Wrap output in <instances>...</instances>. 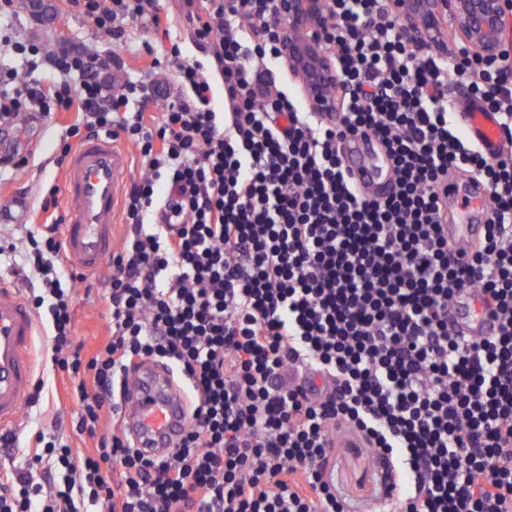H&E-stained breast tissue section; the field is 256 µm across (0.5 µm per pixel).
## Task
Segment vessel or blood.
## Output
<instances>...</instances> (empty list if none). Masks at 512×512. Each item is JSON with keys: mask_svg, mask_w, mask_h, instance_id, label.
Returning <instances> with one entry per match:
<instances>
[{"mask_svg": "<svg viewBox=\"0 0 512 512\" xmlns=\"http://www.w3.org/2000/svg\"><path fill=\"white\" fill-rule=\"evenodd\" d=\"M468 136L484 150L497 152L502 131L496 119L478 109L463 113ZM345 161L355 183L367 194L386 192L393 181L390 161L374 142L352 136L344 145ZM130 171L128 149L113 138L84 141L71 155L63 175L68 201L63 237L68 263L91 275L101 270L115 247L122 189ZM479 225L448 227V237L468 251ZM453 320L468 337H488L497 323L477 297L460 298ZM38 319L15 288L0 276V427L15 425L35 383ZM189 410V395L171 367L144 363L129 381L122 420L135 446L158 455L171 447Z\"/></svg>", "mask_w": 512, "mask_h": 512, "instance_id": "vessel-or-blood-1", "label": "vessel or blood"}]
</instances>
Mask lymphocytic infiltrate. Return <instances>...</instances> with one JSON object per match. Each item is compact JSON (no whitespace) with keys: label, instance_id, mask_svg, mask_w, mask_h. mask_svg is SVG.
Returning a JSON list of instances; mask_svg holds the SVG:
<instances>
[{"label":"lymphocytic infiltrate","instance_id":"f902f5d3","mask_svg":"<svg viewBox=\"0 0 512 512\" xmlns=\"http://www.w3.org/2000/svg\"><path fill=\"white\" fill-rule=\"evenodd\" d=\"M113 44L128 25L169 35L185 22L208 62L171 44L180 93L114 83L97 55L17 42L55 72L18 82L0 66V123L76 118L58 166L85 138L131 145L143 174L126 190L111 260V336L74 347L76 276L59 232V188L21 252L42 279L32 299L80 407L78 431L120 415L124 380L145 361L174 368L193 406L161 457L120 424L95 452L36 432L22 467L0 469V512H348L328 478L334 438L354 432L385 471L388 512H512V53L473 59L411 46L389 0H331L326 33L348 93L337 121L302 109L273 79L277 0H67ZM221 81L224 107L212 86ZM498 114L506 145L489 154L450 112L449 82ZM388 154L393 188L361 191L348 136ZM472 173L489 216L467 259L443 233L448 179ZM492 307L495 336L455 328L456 297Z\"/></svg>","mask_w":512,"mask_h":512}]
</instances>
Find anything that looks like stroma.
<instances>
[{
    "mask_svg": "<svg viewBox=\"0 0 512 512\" xmlns=\"http://www.w3.org/2000/svg\"><path fill=\"white\" fill-rule=\"evenodd\" d=\"M28 2L15 0L13 17L6 22L0 21V38L25 36L49 50L65 42L74 43L90 53L124 63L132 78L147 83L158 81L168 96L177 95L179 86L172 71L162 66L148 73L142 67L146 46L160 47V35L138 26L127 46L116 47L98 34L83 16L67 9L63 0H45L50 12L48 17L38 22L32 20ZM66 122V115L60 114L53 122L39 127H23L20 143L29 153L31 162L9 179L0 181V209H12L13 199L20 195L24 196L29 209H38L48 188L60 184L62 173L56 169L54 159L60 148V128ZM109 273V267L105 266L98 274L77 283L74 343L87 354L94 352L110 335V317L105 300ZM41 376L44 388L38 401L22 412L13 429L15 442L10 448L0 447V456L10 455L16 464H23L32 436L39 430L67 437L80 453L94 451L96 439L75 430L76 405L65 394V372L48 367ZM331 476L337 490L351 503L352 512H373L380 493L381 472L359 439L346 437L337 442L332 451Z\"/></svg>",
    "mask_w": 512,
    "mask_h": 512,
    "instance_id": "1",
    "label": "stroma"
}]
</instances>
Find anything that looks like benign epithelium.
Here are the masks:
<instances>
[{
    "label": "benign epithelium",
    "mask_w": 512,
    "mask_h": 512,
    "mask_svg": "<svg viewBox=\"0 0 512 512\" xmlns=\"http://www.w3.org/2000/svg\"><path fill=\"white\" fill-rule=\"evenodd\" d=\"M405 37L448 53V42L466 45L477 59L498 56L509 24L505 0H392ZM283 69L298 86L308 110L333 121L344 91L321 34L334 24L329 0H278Z\"/></svg>",
    "instance_id": "benign-epithelium-1"
}]
</instances>
